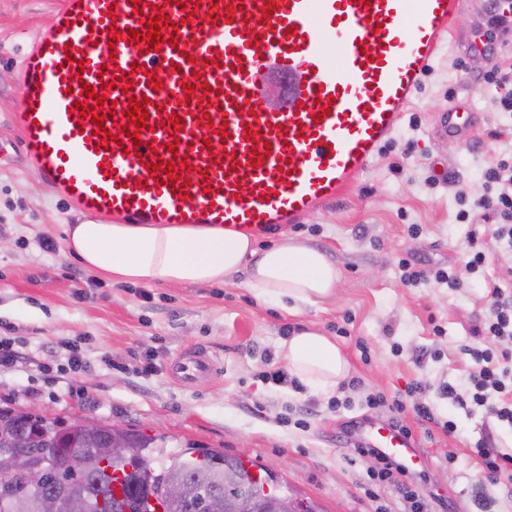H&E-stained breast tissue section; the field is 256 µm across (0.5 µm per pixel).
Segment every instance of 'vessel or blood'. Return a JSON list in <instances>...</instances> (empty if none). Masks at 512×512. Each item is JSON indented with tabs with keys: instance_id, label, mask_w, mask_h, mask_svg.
<instances>
[{
	"instance_id": "b4317fda",
	"label": "vessel or blood",
	"mask_w": 512,
	"mask_h": 512,
	"mask_svg": "<svg viewBox=\"0 0 512 512\" xmlns=\"http://www.w3.org/2000/svg\"><path fill=\"white\" fill-rule=\"evenodd\" d=\"M464 0H63L21 64L12 116L28 166L57 196L102 221L188 224L259 236L293 224L352 187L391 138L453 29ZM162 18L159 49L129 39ZM118 41H111V31ZM469 52L512 45L463 33ZM161 85H148V72ZM77 74L80 84L70 86ZM132 80L129 93L112 88ZM286 83L280 110L264 84ZM106 88L103 142L73 106L83 86ZM148 110L127 136L129 98ZM181 130H173V121ZM467 113H442L457 136ZM176 177L149 169L151 153ZM202 352L179 359L184 382L210 373ZM370 446L415 464L412 439L387 423L362 427Z\"/></svg>"
}]
</instances>
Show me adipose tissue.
Segmentation results:
<instances>
[{"label":"adipose tissue","mask_w":512,"mask_h":512,"mask_svg":"<svg viewBox=\"0 0 512 512\" xmlns=\"http://www.w3.org/2000/svg\"><path fill=\"white\" fill-rule=\"evenodd\" d=\"M68 252L116 282L217 284L247 270V286L262 301L318 305L335 295L340 271L321 250L283 239L260 250L251 237L183 225L109 224L85 220L66 229ZM289 371L321 393L335 392L349 363L329 336L292 332L280 345Z\"/></svg>","instance_id":"obj_1"}]
</instances>
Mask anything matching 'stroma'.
<instances>
[{"label":"stroma","instance_id":"1","mask_svg":"<svg viewBox=\"0 0 512 512\" xmlns=\"http://www.w3.org/2000/svg\"><path fill=\"white\" fill-rule=\"evenodd\" d=\"M60 3L0 0V336L20 352L0 366V409L130 425L250 460L319 512H411L398 488L372 487L373 461L357 454L353 429L391 417L367 407L368 394L416 387L457 424L449 436L403 414L425 457L420 494L444 497L447 512H479L480 495L492 512H512V481H486L470 455L483 437L512 446V429L479 411L449 409L439 396L446 381L469 390L461 349L489 314L486 280L512 283V249L487 240L485 279L456 291L405 284L398 268L408 256L463 268L470 227L457 222V202L479 194L482 167L512 147V120L499 114L491 90L460 81L461 66H486L464 56L458 38L484 0H468L396 133L355 185L300 222L256 237L260 249L284 235L319 248L341 272L332 299L285 309L256 299L243 271L221 284L115 283L67 256L66 228L82 213L29 170L11 125L22 98L21 56ZM460 103L470 131L436 137L439 115ZM47 239L54 250L44 249ZM305 327L333 337L359 379L346 406L299 380L263 381L262 371L284 365L280 343ZM74 343L83 362L77 373L68 367ZM198 349L216 375L178 382L172 362Z\"/></svg>","mask_w":512,"mask_h":512}]
</instances>
